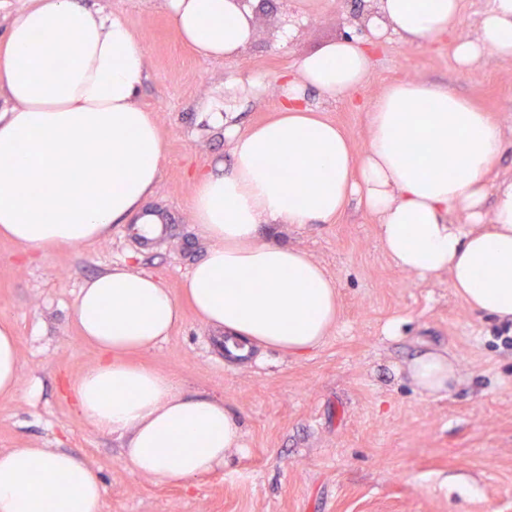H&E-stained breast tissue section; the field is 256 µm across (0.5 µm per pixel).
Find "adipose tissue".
I'll list each match as a JSON object with an SVG mask.
<instances>
[{
	"label": "adipose tissue",
	"mask_w": 512,
	"mask_h": 512,
	"mask_svg": "<svg viewBox=\"0 0 512 512\" xmlns=\"http://www.w3.org/2000/svg\"><path fill=\"white\" fill-rule=\"evenodd\" d=\"M183 41L207 59L235 57L252 38V13L237 0H165ZM459 0H376L364 39L341 38L282 79L278 116L241 128L209 103L230 169L195 178L193 217L209 242L184 292L197 316L223 328L229 349L302 357L338 319L337 284L306 252L264 231L326 223L360 196L378 220L391 264L423 281L447 276L474 310L512 318V180L494 164L504 142L487 112L447 88L399 81L366 112L362 153L336 123L307 105L356 91L386 36L419 45L455 25ZM75 50L54 66L67 44ZM464 70L488 55L512 59V0H492L475 38L451 46ZM145 56L130 27L89 0H33L0 43V235L46 250L105 238L131 224L148 239L163 217L148 209L164 147L153 113L138 102ZM493 211H486L487 196ZM463 214L464 223L454 222ZM73 318L97 359L70 386L81 419L125 440L124 466L163 485L223 468L243 434L223 400L189 396L174 379L127 355L168 338L180 303L149 272L118 265L80 289ZM424 394L447 390L448 357L425 352L410 365ZM21 385L14 328L0 322V396ZM105 486L87 460L52 448L0 450V512H102Z\"/></svg>",
	"instance_id": "ef3b65f1"
}]
</instances>
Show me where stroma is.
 Returning a JSON list of instances; mask_svg holds the SVG:
<instances>
[{"label":"stroma","mask_w":512,"mask_h":512,"mask_svg":"<svg viewBox=\"0 0 512 512\" xmlns=\"http://www.w3.org/2000/svg\"><path fill=\"white\" fill-rule=\"evenodd\" d=\"M124 20L142 47L148 78L139 102L153 112L164 143L163 172L150 209L165 222L158 238L113 225L92 244L62 245L33 260L0 237V320L18 335L21 387L0 397V448H56L94 465L106 487L102 512H512V320L470 309L447 279L423 282L383 256L377 221L358 198L327 224L281 232L335 279L340 312L324 344L305 357L224 352L223 329L185 310L169 338L136 363L172 376L189 395L220 397L239 419L246 448L223 469L157 485L123 466V441L86 426L64 385L91 364L71 311L85 281L124 263L157 274L176 299L208 247L192 217L193 170L230 162L224 133L201 113L225 85L261 82L238 97L241 127L272 119L279 81L301 59L351 31L355 0H273L253 19L250 43L234 58L199 57L174 30L164 0H93ZM450 39V38H449ZM449 39L420 46L382 42L363 86L321 107L349 137L367 142L366 107L390 83L448 87L488 112L504 131L496 163L512 176V60L488 56L457 68ZM404 324L396 336L383 329ZM445 355L455 379L441 395L419 391L409 365Z\"/></svg>","instance_id":"obj_1"}]
</instances>
